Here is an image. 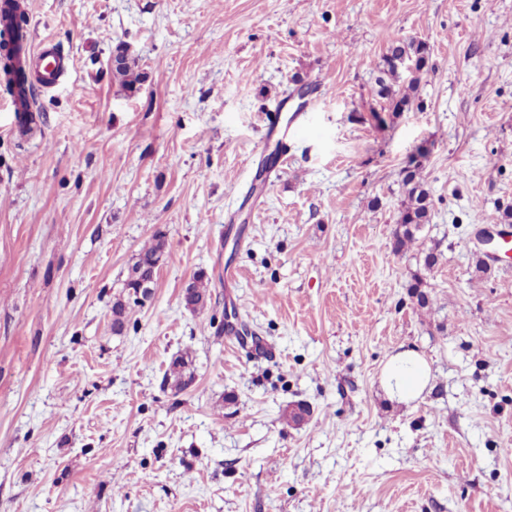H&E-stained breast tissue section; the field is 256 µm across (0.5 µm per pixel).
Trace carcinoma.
<instances>
[{
	"label": "carcinoma",
	"mask_w": 512,
	"mask_h": 512,
	"mask_svg": "<svg viewBox=\"0 0 512 512\" xmlns=\"http://www.w3.org/2000/svg\"><path fill=\"white\" fill-rule=\"evenodd\" d=\"M428 61L429 46L422 40L396 39L390 44L375 63L379 72L375 94L385 100V110L396 114L411 108L418 90L420 74L427 67ZM112 76L121 87L130 91L143 81L142 72L138 69L136 60L131 58L129 47L125 44H118L113 51ZM402 173L405 197L391 240L392 251L396 254L404 253L418 243L424 226L430 223L432 209L430 195L424 188L422 165L417 162L412 168L402 170ZM165 244V233L157 230L151 240L140 249L128 268L125 281L128 293L140 292L144 299L150 298L151 292L141 289V284L156 277ZM208 283L209 278L203 271L193 276L183 296L186 309L197 312L208 306L211 301ZM424 287L423 275L417 271L412 273L407 285L408 293L421 308L427 307L431 302ZM125 325L126 304L118 300L112 305V333H122ZM192 366L193 359L188 352L172 360L168 374L171 390L179 393L193 383ZM309 417L311 411L307 406L300 412L286 408L281 414L284 423L295 426L308 421Z\"/></svg>",
	"instance_id": "1"
}]
</instances>
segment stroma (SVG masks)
Returning a JSON list of instances; mask_svg holds the SVG:
<instances>
[{"label": "stroma", "instance_id": "obj_1", "mask_svg": "<svg viewBox=\"0 0 512 512\" xmlns=\"http://www.w3.org/2000/svg\"><path fill=\"white\" fill-rule=\"evenodd\" d=\"M30 3L69 70L25 139L0 83V512H512V260L478 240L512 209V0ZM396 38L425 40L429 69L380 125ZM276 109L288 139L252 195ZM423 148L425 310L416 251L391 250ZM158 230L151 298L113 334ZM409 348L432 382L405 404L380 376ZM297 401L312 416L286 425ZM112 76L122 88L130 91L143 81L142 72L125 44H118L113 51ZM165 237L163 231H155L151 240L137 253L134 262L128 268L125 281V288H127L129 295L132 293L138 294L143 282L152 281L156 277L159 261L164 253ZM209 278L204 271H199L192 278L189 288H186L183 303L186 309L197 312L204 310L211 301L208 290ZM193 359L190 352L176 356L170 365L168 379L176 394L187 389L194 381Z\"/></svg>", "mask_w": 512, "mask_h": 512}]
</instances>
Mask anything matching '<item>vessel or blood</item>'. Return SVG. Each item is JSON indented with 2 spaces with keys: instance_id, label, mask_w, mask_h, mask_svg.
<instances>
[{
  "instance_id": "1",
  "label": "vessel or blood",
  "mask_w": 512,
  "mask_h": 512,
  "mask_svg": "<svg viewBox=\"0 0 512 512\" xmlns=\"http://www.w3.org/2000/svg\"><path fill=\"white\" fill-rule=\"evenodd\" d=\"M20 60L33 88L25 93L11 92L10 105L15 118L34 111V91H44L59 84L68 71V58L57 46L48 40L33 41L30 34H23L20 40Z\"/></svg>"
}]
</instances>
